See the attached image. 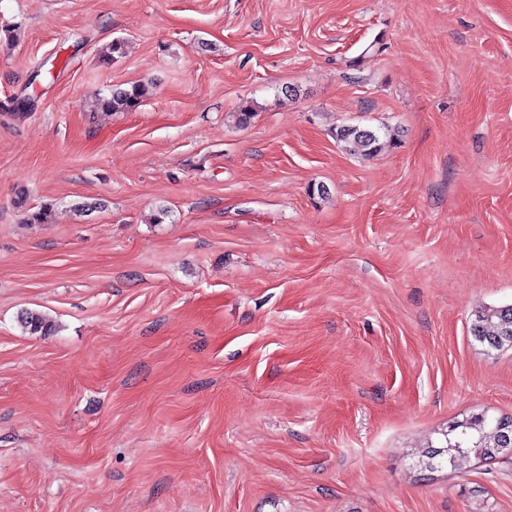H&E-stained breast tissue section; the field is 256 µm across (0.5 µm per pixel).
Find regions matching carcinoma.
I'll return each instance as SVG.
<instances>
[{"mask_svg": "<svg viewBox=\"0 0 512 512\" xmlns=\"http://www.w3.org/2000/svg\"><path fill=\"white\" fill-rule=\"evenodd\" d=\"M148 89L143 84H135L128 89H116L108 96L98 100V106L105 112H129L139 106L147 96ZM386 134L380 130L345 125L336 129V140L343 149L351 154L371 157L387 145ZM25 330L32 334L49 332L53 324L38 313L27 312L21 316ZM470 333L484 346L498 345V349L512 348V305L501 306L483 311L475 316ZM512 432V420H488L487 415L455 422L442 448L431 447L418 459L420 467L426 470H438L449 467L461 470L471 459H479L489 454L502 443V435Z\"/></svg>", "mask_w": 512, "mask_h": 512, "instance_id": "carcinoma-1", "label": "carcinoma"}]
</instances>
